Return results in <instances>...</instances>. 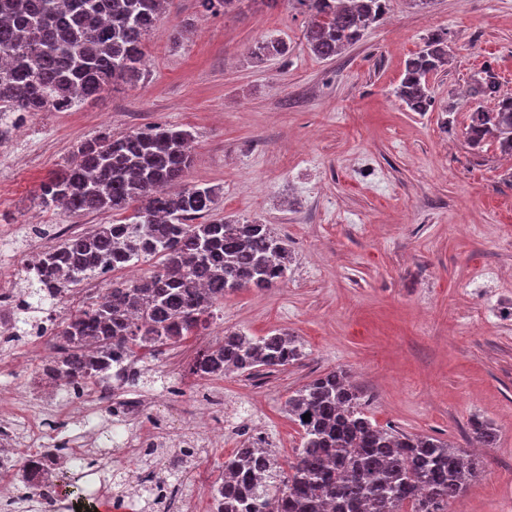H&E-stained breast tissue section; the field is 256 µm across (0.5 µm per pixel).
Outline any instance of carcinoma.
Here are the masks:
<instances>
[{"instance_id": "cac0c4a2", "label": "carcinoma", "mask_w": 512, "mask_h": 512, "mask_svg": "<svg viewBox=\"0 0 512 512\" xmlns=\"http://www.w3.org/2000/svg\"><path fill=\"white\" fill-rule=\"evenodd\" d=\"M309 16L304 39L321 59L359 42L382 21L389 0H294ZM168 0H0V140L37 112H67L123 83L145 78L143 45ZM282 39H262L251 58L288 55ZM448 65L447 39L428 36L405 62L397 97L413 112L432 106L429 77ZM468 145L491 143L512 158V94L500 91L486 64L470 86ZM491 100V109L484 102ZM193 135L174 125L147 124L123 134L103 131L82 143L72 164L41 184L40 203L73 214L133 210L127 224H98L66 237L27 264L25 306L14 337L71 298L96 269L155 261L140 282L115 279L103 297L70 308L53 338L56 372L91 389L116 355L136 362L175 347L205 327L224 296L268 289L286 277L288 243L270 224L215 217L219 189L186 185ZM304 357L295 337H249L227 331L205 350L192 373L201 379L230 368L276 370ZM345 373L322 374L288 397L301 448L282 466L269 448H238L218 481L222 512H448V502L485 475L483 462L428 436L373 423ZM310 419L303 420V415ZM469 438L491 448L497 433L472 420Z\"/></svg>"}]
</instances>
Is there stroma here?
Segmentation results:
<instances>
[{"mask_svg":"<svg viewBox=\"0 0 512 512\" xmlns=\"http://www.w3.org/2000/svg\"><path fill=\"white\" fill-rule=\"evenodd\" d=\"M308 20L293 0L273 9L242 0L226 15L172 0L145 41L144 83L27 118L0 147V276L58 244L55 225L81 234L113 222L108 211L71 215L36 200L81 142L146 123L189 130L187 183L220 187L219 215L272 225L291 258L278 286L226 296L205 330L149 362L138 390L167 443L182 441L181 419L208 393L213 426L236 427L204 449L212 476L253 425L288 459L300 445L289 395L342 371L380 426L465 449L472 418L492 423L497 444L479 452L485 478L449 506L512 512V163L492 145L471 149L465 135L470 82L484 65L512 91V0L424 9L390 0L383 21L327 60L305 44ZM434 32L447 35L448 64L430 80L431 109L413 112L395 91ZM266 38L287 41V56L252 60L249 47ZM495 270L500 280L487 287ZM228 329L289 333L305 356L270 374L193 375L198 354ZM50 353L23 337L0 343V385L22 397L17 371ZM54 408V439L93 437L88 488L103 484L113 512H156L129 497L124 478L131 468L169 475L165 449L127 461L123 444L138 424L73 413L64 397Z\"/></svg>","mask_w":512,"mask_h":512,"instance_id":"1","label":"stroma"}]
</instances>
